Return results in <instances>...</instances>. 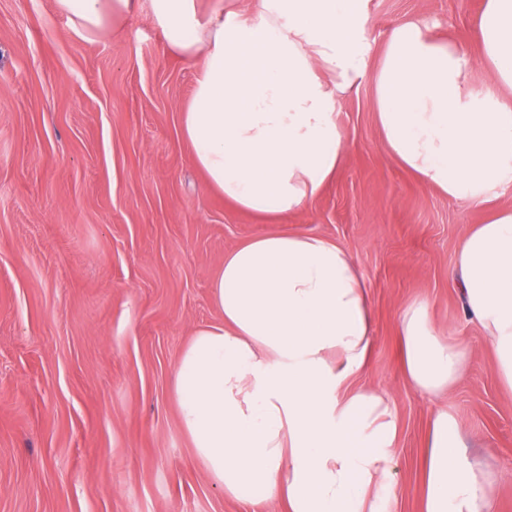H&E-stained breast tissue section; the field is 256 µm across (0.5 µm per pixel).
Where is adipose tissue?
<instances>
[{"mask_svg": "<svg viewBox=\"0 0 512 512\" xmlns=\"http://www.w3.org/2000/svg\"><path fill=\"white\" fill-rule=\"evenodd\" d=\"M140 0H56L84 29ZM168 49L196 69L182 134L208 185L238 208L283 221L308 206L344 158L336 96L365 74L368 0H149ZM482 61L512 90V0H483ZM474 63L410 19L390 32L372 76L386 153L424 184L476 205L512 188V101L475 92ZM454 274L512 390V210L461 240ZM221 324L196 331L175 369L184 432L225 496L286 512H381L397 493L398 428L389 396L345 391L367 364L369 285L341 245L271 233L227 252L211 284ZM403 370L421 392H447L470 350L436 331L426 300L401 314ZM456 416H431L421 512H497L503 473L462 451Z\"/></svg>", "mask_w": 512, "mask_h": 512, "instance_id": "obj_1", "label": "adipose tissue"}]
</instances>
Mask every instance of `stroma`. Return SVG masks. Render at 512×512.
<instances>
[{
    "label": "stroma",
    "instance_id": "1",
    "mask_svg": "<svg viewBox=\"0 0 512 512\" xmlns=\"http://www.w3.org/2000/svg\"><path fill=\"white\" fill-rule=\"evenodd\" d=\"M479 8L369 0V66L412 17L480 59ZM194 79L149 6L85 31L55 0H0V512H285L207 479L173 388L194 332L223 320L211 282L225 254L278 229L341 245L370 285L369 363L346 386L394 405L399 493L384 512H420L425 436L444 403L464 453L504 471L499 512H512V392L453 275L462 237L492 209L384 153L367 77L336 99L335 179L283 223L261 220L209 188L181 135ZM419 298L471 350L444 400L402 371L399 319Z\"/></svg>",
    "mask_w": 512,
    "mask_h": 512
}]
</instances>
